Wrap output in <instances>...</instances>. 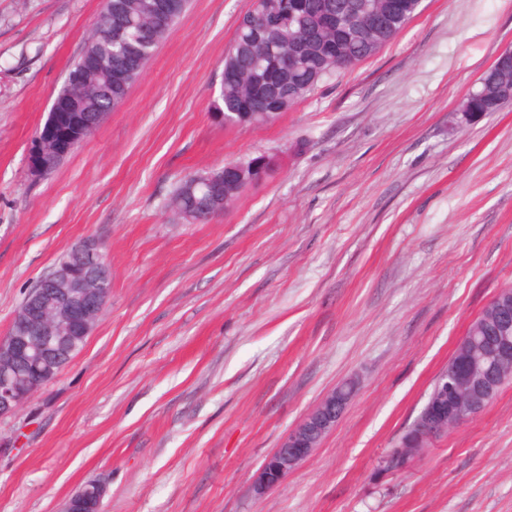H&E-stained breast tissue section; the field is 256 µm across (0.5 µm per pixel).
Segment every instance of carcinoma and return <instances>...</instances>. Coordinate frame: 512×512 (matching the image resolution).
Masks as SVG:
<instances>
[{
  "mask_svg": "<svg viewBox=\"0 0 512 512\" xmlns=\"http://www.w3.org/2000/svg\"><path fill=\"white\" fill-rule=\"evenodd\" d=\"M146 0H112L95 20L83 51L97 52L112 60V75L81 76L77 65L69 69L62 91L71 95L80 111L107 115L124 104L130 86L123 73L143 69L171 29L148 18ZM362 0H258L257 9L275 20V27L261 38L241 23L224 54V67L234 68L242 79L221 86L222 112H259L269 122L290 109L336 70L354 66L374 55L418 14L421 0H401L396 13L386 16L375 31L351 38L354 28L349 10ZM291 54L294 66L285 71L274 66L276 53ZM512 90V63L495 67L482 76L475 89L476 112H494L500 92ZM208 173L180 184L173 196L178 213L191 211L206 221L218 214L211 208ZM493 305H488L471 323L448 361V393L434 387L402 439L415 436L426 425L428 411L438 406L448 410L467 372L465 365L479 357L475 340L491 322Z\"/></svg>",
  "mask_w": 512,
  "mask_h": 512,
  "instance_id": "carcinoma-1",
  "label": "carcinoma"
}]
</instances>
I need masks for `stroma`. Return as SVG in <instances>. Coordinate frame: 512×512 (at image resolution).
Listing matches in <instances>:
<instances>
[{
    "label": "stroma",
    "mask_w": 512,
    "mask_h": 512,
    "mask_svg": "<svg viewBox=\"0 0 512 512\" xmlns=\"http://www.w3.org/2000/svg\"><path fill=\"white\" fill-rule=\"evenodd\" d=\"M252 0H191L125 103L49 175L29 148L104 0H0V336L61 254L104 243L83 350L0 418V512H512V382L399 470L470 323L512 285V103L456 126L512 49V0H423L379 52L271 124L215 110ZM277 170L186 222L187 177ZM335 429L259 495L267 456L333 388ZM106 493V485L101 481L86 483L70 497L64 511L83 512L79 509L86 507L87 511L84 512H99Z\"/></svg>",
    "instance_id": "obj_1"
}]
</instances>
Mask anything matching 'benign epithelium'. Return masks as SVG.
Listing matches in <instances>:
<instances>
[{"label": "benign epithelium", "instance_id": "1", "mask_svg": "<svg viewBox=\"0 0 512 512\" xmlns=\"http://www.w3.org/2000/svg\"><path fill=\"white\" fill-rule=\"evenodd\" d=\"M355 15L357 27L362 29L376 28L381 22L376 8L357 7ZM106 66L103 58L90 53L82 56L79 71L85 76L99 75ZM47 125L57 135L53 144L57 157L66 156L97 128L96 118L79 111L68 95L54 98ZM29 158L32 175H43L48 157L42 139L32 144ZM275 168L276 160L262 155L216 170L209 184L217 204L223 205L233 187L261 182ZM111 285L101 244L86 239L74 248L73 257L55 265L31 290L9 335L0 338V417L14 413L57 378L98 322ZM495 300V321L486 330L493 340L482 346L485 368L471 378L463 412L491 403L500 386L496 369L512 366V293L501 290ZM352 392L350 385L336 387L287 434L265 459L254 484L257 493L281 483L319 447L336 426ZM106 493L101 481L86 483L70 497L65 512H79L82 507L100 512Z\"/></svg>", "mask_w": 512, "mask_h": 512}]
</instances>
